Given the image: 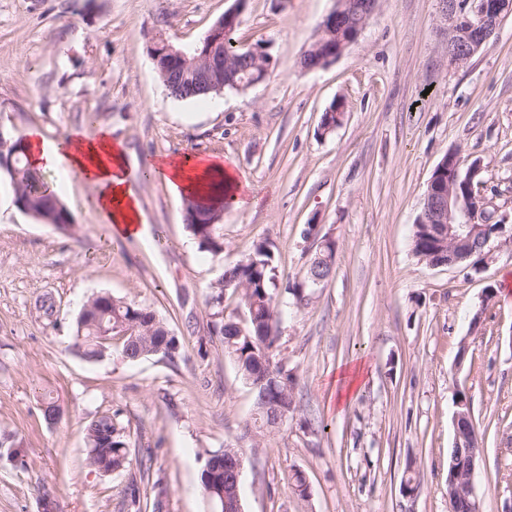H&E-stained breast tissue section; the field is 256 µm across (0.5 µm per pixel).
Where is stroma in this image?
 Wrapping results in <instances>:
<instances>
[{"mask_svg": "<svg viewBox=\"0 0 512 512\" xmlns=\"http://www.w3.org/2000/svg\"><path fill=\"white\" fill-rule=\"evenodd\" d=\"M335 0H0V128L57 141L106 129L126 152L145 224L113 235L93 188L70 177L73 224L38 223L0 169V512H130L126 475L87 466L84 427L119 413L134 463L167 484L168 512H206L204 450L244 452V512H448V452L458 395L483 458L481 512H512V14L467 63L444 54L441 0H378L336 62L300 64ZM240 7L238 37L272 60L266 80L212 101L178 100L150 54L158 30L186 48ZM344 119L321 133L323 112ZM480 160L482 195L503 230L479 266L433 267L411 250L430 177L448 151ZM225 158L251 186L221 215L224 252L202 251L185 204L144 161ZM336 243L335 271L307 304L287 301L312 254L307 225ZM268 245L281 304L280 354L297 410L252 429L253 394L208 329L209 286ZM493 298H486V291ZM107 293L151 306L181 356L103 358L76 345L78 313ZM54 304L52 316L40 308ZM479 323H472L473 313ZM358 371L337 408L347 369ZM61 410L42 418L46 397ZM418 472L414 496L402 481ZM310 486H293L294 472Z\"/></svg>", "mask_w": 512, "mask_h": 512, "instance_id": "stroma-1", "label": "stroma"}]
</instances>
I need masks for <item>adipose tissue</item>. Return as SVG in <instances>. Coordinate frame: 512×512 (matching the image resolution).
Wrapping results in <instances>:
<instances>
[{
	"instance_id": "1",
	"label": "adipose tissue",
	"mask_w": 512,
	"mask_h": 512,
	"mask_svg": "<svg viewBox=\"0 0 512 512\" xmlns=\"http://www.w3.org/2000/svg\"><path fill=\"white\" fill-rule=\"evenodd\" d=\"M27 157L35 168L51 169L59 174L56 191H63L69 175H77L96 191V205L102 211L114 235L140 237L143 222L140 203L127 170L121 143L108 132L89 138L74 132L60 141H46L40 133L28 134ZM181 199L240 209L246 204L247 184L235 170L213 157L184 155L164 161L151 169Z\"/></svg>"
}]
</instances>
